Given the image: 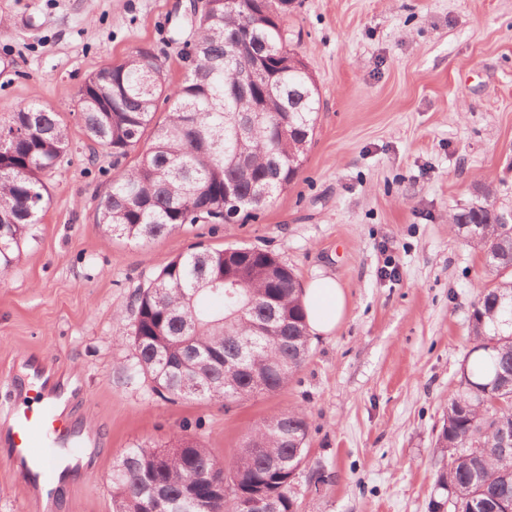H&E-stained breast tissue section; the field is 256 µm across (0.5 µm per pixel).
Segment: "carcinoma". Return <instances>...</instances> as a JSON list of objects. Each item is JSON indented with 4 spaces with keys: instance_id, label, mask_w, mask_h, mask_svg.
<instances>
[{
    "instance_id": "carcinoma-1",
    "label": "carcinoma",
    "mask_w": 512,
    "mask_h": 512,
    "mask_svg": "<svg viewBox=\"0 0 512 512\" xmlns=\"http://www.w3.org/2000/svg\"><path fill=\"white\" fill-rule=\"evenodd\" d=\"M292 0H243L261 46L281 50L263 87L236 94L237 65L227 43L240 35L239 16L224 0H206L181 56L185 80L173 86L166 67L147 63L138 47L109 70L96 71L77 95L88 137L112 150L115 175L100 196L95 222L112 236L141 242L186 224L248 220L296 180L319 110L316 81L288 48L284 20ZM171 103L164 118L159 103ZM262 115V130L237 136L228 114ZM69 147L64 119L31 104L0 125V274L35 237L50 201L47 179ZM245 155L251 168L236 159ZM268 185L260 204L250 198ZM240 205L225 210L224 186ZM488 201L464 206L449 229L486 255L490 283L477 289L469 317L473 347L461 364V390L448 399L436 446L448 462L436 470L433 493L448 512H512V458L499 452L512 429V224ZM136 371L175 401L225 403L250 392L248 373L234 372L224 354L248 341L245 367L264 373L263 393L285 386L310 349L295 275L258 248L212 249L196 244L179 254L139 292L131 334ZM309 424L298 411L263 420L223 467L205 445L180 438L170 448L137 446L112 465V512H244L253 498H271L277 512H297L292 468L306 459Z\"/></svg>"
}]
</instances>
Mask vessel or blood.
<instances>
[{
  "label": "vessel or blood",
  "instance_id": "1",
  "mask_svg": "<svg viewBox=\"0 0 512 512\" xmlns=\"http://www.w3.org/2000/svg\"><path fill=\"white\" fill-rule=\"evenodd\" d=\"M30 387L40 397L39 408L14 405L0 427V439L7 443L12 468L25 476L28 494L37 499L40 512H48L52 502L44 492L55 479L59 458L82 459L93 440L73 433L63 397L48 389L44 370H34Z\"/></svg>",
  "mask_w": 512,
  "mask_h": 512
}]
</instances>
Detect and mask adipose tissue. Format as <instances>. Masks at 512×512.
<instances>
[{
	"label": "adipose tissue",
	"instance_id": "ef3b65f1",
	"mask_svg": "<svg viewBox=\"0 0 512 512\" xmlns=\"http://www.w3.org/2000/svg\"><path fill=\"white\" fill-rule=\"evenodd\" d=\"M307 323L312 334H332L346 313L345 292L332 275L317 273L302 294Z\"/></svg>",
	"mask_w": 512,
	"mask_h": 512
}]
</instances>
